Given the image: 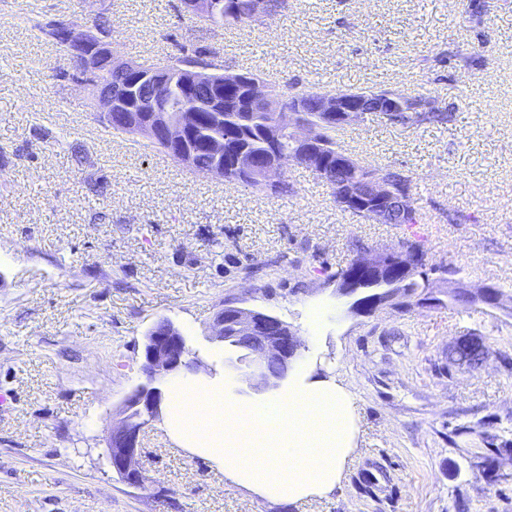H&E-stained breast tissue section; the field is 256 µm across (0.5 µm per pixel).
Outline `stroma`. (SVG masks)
Instances as JSON below:
<instances>
[{
    "label": "stroma",
    "instance_id": "1",
    "mask_svg": "<svg viewBox=\"0 0 512 512\" xmlns=\"http://www.w3.org/2000/svg\"><path fill=\"white\" fill-rule=\"evenodd\" d=\"M469 2L289 0L243 28L186 15L180 0H0V512H512V0H483L479 15ZM59 15L79 30L108 17L115 57L144 67L194 45L228 72L301 91L432 96L447 121L403 127L373 113L338 134L359 162L412 177L423 224L359 220L293 162L292 193L267 196L106 127L35 26ZM413 236L435 268V302L360 316L335 297V273L359 249ZM448 264L465 288L500 289L501 307L452 301ZM227 300L280 317L305 340L298 368L351 393L355 451L328 495L263 499L155 423L145 488L108 468L148 329L168 318L209 361ZM473 335L482 365L449 364Z\"/></svg>",
    "mask_w": 512,
    "mask_h": 512
}]
</instances>
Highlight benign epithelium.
<instances>
[{
	"instance_id": "benign-epithelium-1",
	"label": "benign epithelium",
	"mask_w": 512,
	"mask_h": 512,
	"mask_svg": "<svg viewBox=\"0 0 512 512\" xmlns=\"http://www.w3.org/2000/svg\"><path fill=\"white\" fill-rule=\"evenodd\" d=\"M181 5L190 15L224 21L223 0H181ZM57 40L68 57L72 75L78 82L94 88V108L100 119L110 122L114 114H125L127 129L161 145L183 166L194 167V149L190 140L199 126L202 107L186 108L173 118L149 102L146 96H138L142 89L153 87L159 97H167L172 88L167 69H145L132 61L115 58L109 33L95 22L79 32L73 25L64 23L58 28ZM115 71L123 73L127 82L114 87L103 81V77ZM187 71L188 79L183 81L185 92L194 96L199 88H206L210 95L208 111H219L215 100L211 99L214 91L222 93L238 89L245 92L248 100L256 101L275 116L267 132L268 144L276 145L282 128L292 129L298 146V162L317 176L326 175L328 159L320 142V128L297 123L298 113L307 111L305 99L286 100L256 75L228 74L224 67L210 63L190 64ZM314 98L319 102L325 126L338 121L345 125L361 119L367 112H377L387 120H394L420 110L416 104L398 101L387 90L347 95L316 94ZM236 168L268 190L276 188L283 179V158L273 151L260 165L252 164L241 155ZM361 181L366 183L367 190L359 189ZM361 181L355 178L336 183L337 201L359 209L375 224L392 223L391 215L395 209L402 213L408 210L406 197L395 195L387 179L369 175ZM415 263V254L403 245L357 258L353 274L336 277V294L352 299L350 309L364 314L368 301L376 302L384 291L401 287L403 273ZM455 292L470 302L478 300L493 307L501 304L499 295L492 293L488 286L475 291L458 287ZM210 339L231 346H248L245 357L252 372L246 382L255 392L286 382L301 349V341L286 322L234 301L224 303V310L215 315ZM200 367L201 362L187 349L173 322L161 326L155 324L149 329L142 352V381L124 399V417L112 428L107 441L109 467L120 474L127 486L140 489L147 482L143 432L149 424L161 418L164 380L176 374L196 373Z\"/></svg>"
}]
</instances>
